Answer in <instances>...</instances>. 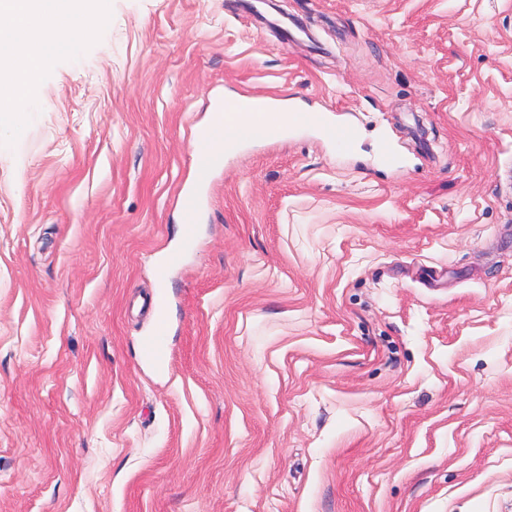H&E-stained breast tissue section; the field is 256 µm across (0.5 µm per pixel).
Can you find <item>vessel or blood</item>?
<instances>
[{"label":"vessel or blood","instance_id":"1","mask_svg":"<svg viewBox=\"0 0 512 512\" xmlns=\"http://www.w3.org/2000/svg\"><path fill=\"white\" fill-rule=\"evenodd\" d=\"M289 119L294 124L321 130L339 152H351L356 145L357 127L336 122L330 114L293 112ZM237 148V143L224 141L223 137L211 133L196 138L193 146V181L185 188L181 198L183 237L179 248L167 252L157 264L155 276L158 280H165L173 268L182 264L185 255L196 249L195 226L201 217L205 193L215 173L223 169L225 156L235 152ZM166 328V319L160 314L155 319L154 331L143 341L145 351L161 364L167 359Z\"/></svg>","mask_w":512,"mask_h":512}]
</instances>
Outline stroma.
Returning a JSON list of instances; mask_svg holds the SVG:
<instances>
[{"instance_id": "35a3bbf8", "label": "stroma", "mask_w": 512, "mask_h": 512, "mask_svg": "<svg viewBox=\"0 0 512 512\" xmlns=\"http://www.w3.org/2000/svg\"><path fill=\"white\" fill-rule=\"evenodd\" d=\"M262 94L356 149L225 156L158 284L211 101ZM19 122L0 512H512V0H105ZM289 120L292 124L321 130L340 153H348L355 148L357 127L349 123H338L328 113L291 112ZM165 305L164 298L157 299L156 308L159 309V313L155 319V329L143 341L145 351L159 364L165 363L167 359Z\"/></svg>"}]
</instances>
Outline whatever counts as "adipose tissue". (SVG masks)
I'll use <instances>...</instances> for the list:
<instances>
[{"label":"adipose tissue","instance_id":"ef3b65f1","mask_svg":"<svg viewBox=\"0 0 512 512\" xmlns=\"http://www.w3.org/2000/svg\"><path fill=\"white\" fill-rule=\"evenodd\" d=\"M101 5L102 0H0V128L14 126L16 109L30 101L53 50L73 48L80 28L97 20ZM251 103L240 98L225 138H270L287 130V113L257 115Z\"/></svg>","mask_w":512,"mask_h":512}]
</instances>
